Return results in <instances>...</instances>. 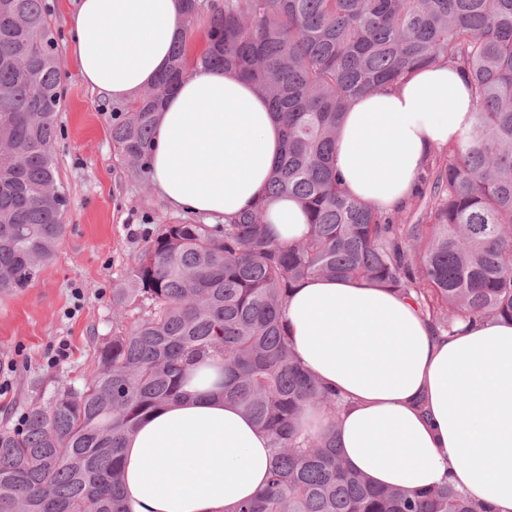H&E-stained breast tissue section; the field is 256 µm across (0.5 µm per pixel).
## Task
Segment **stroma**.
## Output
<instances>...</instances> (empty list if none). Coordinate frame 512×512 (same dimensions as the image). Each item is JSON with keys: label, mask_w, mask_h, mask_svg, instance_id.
<instances>
[{"label": "stroma", "mask_w": 512, "mask_h": 512, "mask_svg": "<svg viewBox=\"0 0 512 512\" xmlns=\"http://www.w3.org/2000/svg\"><path fill=\"white\" fill-rule=\"evenodd\" d=\"M56 40L63 106L55 157L66 196L65 234L53 260L24 290L0 295V430L16 428L22 410L61 384L81 385L105 338L132 324L112 318V290L160 225L175 224L149 180L133 177L112 145L114 107L81 81L66 29L69 0H45ZM69 355L57 356L60 343Z\"/></svg>", "instance_id": "35a3bbf8"}]
</instances>
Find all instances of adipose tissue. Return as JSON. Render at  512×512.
<instances>
[{
    "instance_id": "obj_1",
    "label": "adipose tissue",
    "mask_w": 512,
    "mask_h": 512,
    "mask_svg": "<svg viewBox=\"0 0 512 512\" xmlns=\"http://www.w3.org/2000/svg\"><path fill=\"white\" fill-rule=\"evenodd\" d=\"M68 22L83 83L113 102L150 87L186 36L180 0H72ZM474 119L472 91L456 68L417 70L353 101L338 131L336 170L350 195L394 211L410 200L432 150ZM281 151V125L254 85L198 67L162 102L148 169L171 211L221 224L263 195ZM266 220L283 244L307 231L289 196L268 201ZM284 319L301 363L348 402L335 423L352 472L376 486L445 482L493 512H512V322L438 333L405 296L322 277L293 292ZM187 391L126 442L131 512H224L267 483L266 433L218 388L192 383Z\"/></svg>"
}]
</instances>
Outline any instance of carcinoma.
I'll return each instance as SVG.
<instances>
[{"instance_id": "cac0c4a2", "label": "carcinoma", "mask_w": 512, "mask_h": 512, "mask_svg": "<svg viewBox=\"0 0 512 512\" xmlns=\"http://www.w3.org/2000/svg\"><path fill=\"white\" fill-rule=\"evenodd\" d=\"M205 23L202 68L234 70L269 102L284 151L265 197L224 224H164L112 289V312L138 311L105 339L97 366L0 430V512H130L121 453L148 415L186 396L203 365L224 399L269 437L267 487L230 512H490L444 482L378 488L348 470L336 424L311 435L310 408L347 405L295 357L283 323L291 292L315 277L363 280L415 296L434 331L467 318L512 320V0H181ZM55 41L43 0H0V294L27 287L63 237L54 156L60 108ZM446 64L471 86L475 122L429 159L422 220L398 224L349 195L336 135L357 96ZM185 42L112 125L127 168L147 174L162 100L187 74ZM292 196L307 232L282 245L266 201Z\"/></svg>"}]
</instances>
